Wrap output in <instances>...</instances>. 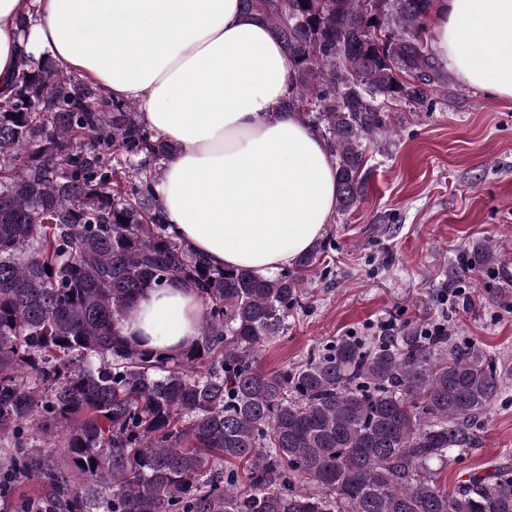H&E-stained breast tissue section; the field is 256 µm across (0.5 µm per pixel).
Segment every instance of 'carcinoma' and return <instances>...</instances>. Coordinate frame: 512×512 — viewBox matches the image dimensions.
I'll return each mask as SVG.
<instances>
[{"instance_id": "cac0c4a2", "label": "carcinoma", "mask_w": 512, "mask_h": 512, "mask_svg": "<svg viewBox=\"0 0 512 512\" xmlns=\"http://www.w3.org/2000/svg\"><path fill=\"white\" fill-rule=\"evenodd\" d=\"M436 3L241 0L284 47L281 110L327 142L342 213L365 192L364 142L392 131L388 104L448 88ZM176 152L136 103L21 52L0 98V492L40 483L20 512H512V470L438 481L501 392L496 357L407 325L259 370L323 246L272 277L210 266L155 193ZM496 263L490 239L471 252V268ZM177 281L204 307L193 342L163 355L122 335L144 291Z\"/></svg>"}]
</instances>
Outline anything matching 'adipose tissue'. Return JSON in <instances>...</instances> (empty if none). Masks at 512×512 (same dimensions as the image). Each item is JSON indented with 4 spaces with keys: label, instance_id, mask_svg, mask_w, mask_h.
<instances>
[{
    "label": "adipose tissue",
    "instance_id": "obj_1",
    "mask_svg": "<svg viewBox=\"0 0 512 512\" xmlns=\"http://www.w3.org/2000/svg\"><path fill=\"white\" fill-rule=\"evenodd\" d=\"M432 30L443 68L512 100V0H442ZM23 50L135 101L177 145L155 191L170 233L214 267L270 276L322 235L336 165L311 126L281 111L287 57L240 0H0V94ZM200 307L185 283L151 289L122 332L174 354L196 337Z\"/></svg>",
    "mask_w": 512,
    "mask_h": 512
}]
</instances>
